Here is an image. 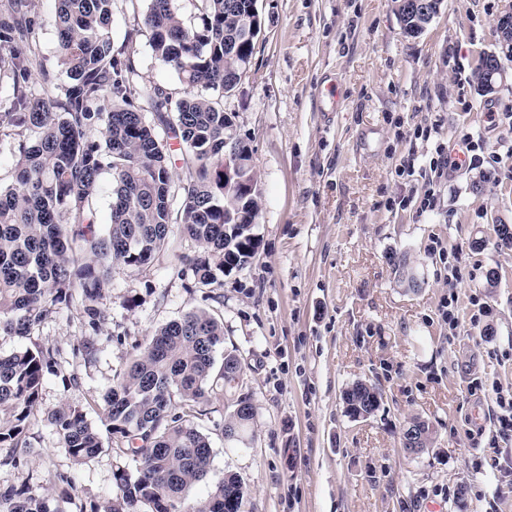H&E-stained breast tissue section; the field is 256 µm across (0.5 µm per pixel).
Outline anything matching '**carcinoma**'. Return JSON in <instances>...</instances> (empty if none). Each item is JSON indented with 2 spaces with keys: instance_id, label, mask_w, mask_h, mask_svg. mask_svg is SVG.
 <instances>
[{
  "instance_id": "carcinoma-1",
  "label": "carcinoma",
  "mask_w": 512,
  "mask_h": 512,
  "mask_svg": "<svg viewBox=\"0 0 512 512\" xmlns=\"http://www.w3.org/2000/svg\"><path fill=\"white\" fill-rule=\"evenodd\" d=\"M29 0H0V71L7 70L12 95L0 112V136L20 138L15 178L0 187V333L26 337L73 304L83 314L82 335L72 357L96 360L102 324L110 316L104 299L112 270L138 268L168 249L174 231L194 240L200 255L183 258L195 282L208 286L218 274L247 268L257 251L255 225L238 214L259 216L260 194L246 198L224 191V108L218 99L234 91L231 78L251 63L256 22L253 0H200L201 26L188 28L178 0H149L143 25L151 32L155 58L185 86L172 96L139 81L124 49L112 43L114 0H57L58 75L40 61L37 19ZM394 0L403 33L420 36L438 15L442 0ZM481 57L475 83L483 90L502 69L501 56ZM40 76V83L32 80ZM202 87L217 93H194ZM151 112L158 124L146 122ZM183 147L182 178L174 183L172 143ZM112 174V217L97 229L95 208L103 173ZM61 348L35 343L0 356V447L17 465L29 448L27 430L39 407L44 378L61 371ZM243 358L224 346V327L210 312L191 311L158 327L129 367L102 396V423L115 457V496L78 512H244L248 488L224 474L203 499L184 492L210 468L209 438L194 423L214 394L231 395L224 438L247 444L255 420L248 395H234ZM345 412L366 419L380 407L381 393L355 381L342 394ZM46 422L74 464L103 448L100 429L83 407L63 404ZM428 422L415 417L403 429V446L431 441ZM0 512H53L47 497L0 487Z\"/></svg>"
}]
</instances>
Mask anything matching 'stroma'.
I'll return each instance as SVG.
<instances>
[{
	"instance_id": "1",
	"label": "stroma",
	"mask_w": 512,
	"mask_h": 512,
	"mask_svg": "<svg viewBox=\"0 0 512 512\" xmlns=\"http://www.w3.org/2000/svg\"><path fill=\"white\" fill-rule=\"evenodd\" d=\"M48 70L59 68L55 0H30ZM148 0H114L112 42L125 47L143 82L181 98L176 72L159 64L140 28ZM512 0H444L419 38L405 37L392 0H258L261 21L247 75L222 98L237 136L249 145L258 177L260 245L246 269L193 286L181 263L194 242L151 263L113 272L112 335L92 364L73 359L82 310L72 306L32 333L0 335V354L28 341L62 347V369L45 378L32 446L19 465L0 448V486L59 493L61 512L115 492L113 459L102 450L72 462L43 420L63 403L82 405L100 423L99 402L140 345L161 325L203 308L224 324L226 346L245 361L239 393L256 417L249 444L225 441L224 397L198 421L212 444L206 478L187 493L198 500L239 475L247 512H512V480L492 467L490 443L500 413L473 379L512 387V249L497 247L495 227L512 224V173L492 167L512 149V62L495 94L479 95L472 75L496 51L494 21ZM331 79L341 86L336 112L318 110ZM502 113L488 125V110ZM468 143L474 166L439 180L432 208L404 204L435 179L436 146ZM414 154L415 173L397 172ZM483 247H473V239ZM406 256L419 282L405 288L387 257ZM498 279L488 284V270ZM456 297V329L441 310ZM134 306H125L126 298ZM77 384H69V375ZM375 385L381 405L354 421L344 389ZM429 423L433 443L412 453L401 432L410 418Z\"/></svg>"
}]
</instances>
